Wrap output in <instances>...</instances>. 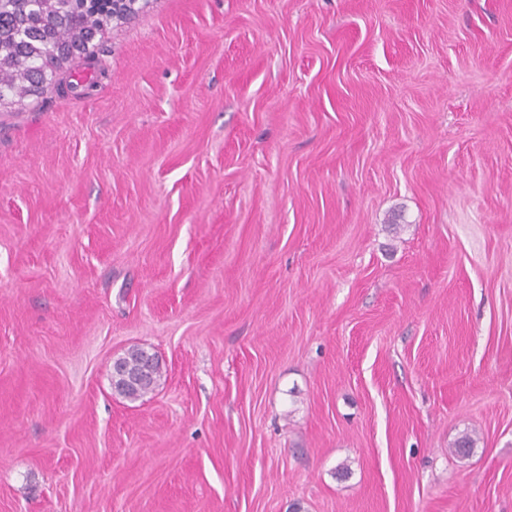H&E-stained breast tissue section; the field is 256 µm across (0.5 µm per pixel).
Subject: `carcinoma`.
<instances>
[{"label": "carcinoma", "instance_id": "carcinoma-1", "mask_svg": "<svg viewBox=\"0 0 512 512\" xmlns=\"http://www.w3.org/2000/svg\"><path fill=\"white\" fill-rule=\"evenodd\" d=\"M110 17V9L98 14L83 11L81 0H0V50L5 60L0 94L22 98L39 87L38 75L48 60L58 55L66 62L83 54ZM118 361L128 373L141 377L135 386L120 371H112V388L118 395L136 401L155 390L162 376L156 354L134 347ZM475 445L476 439L466 432L450 451L467 456Z\"/></svg>", "mask_w": 512, "mask_h": 512}]
</instances>
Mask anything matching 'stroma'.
Listing matches in <instances>:
<instances>
[{
    "label": "stroma",
    "instance_id": "obj_1",
    "mask_svg": "<svg viewBox=\"0 0 512 512\" xmlns=\"http://www.w3.org/2000/svg\"><path fill=\"white\" fill-rule=\"evenodd\" d=\"M0 512H512V0H138L0 107ZM155 353H150L141 347L128 350L123 356L117 358L122 368L130 375L140 376L141 383L133 385L128 378L118 370L112 371V388L114 391L131 401L142 399L152 393L162 376V368ZM157 360L149 365V359Z\"/></svg>",
    "mask_w": 512,
    "mask_h": 512
}]
</instances>
